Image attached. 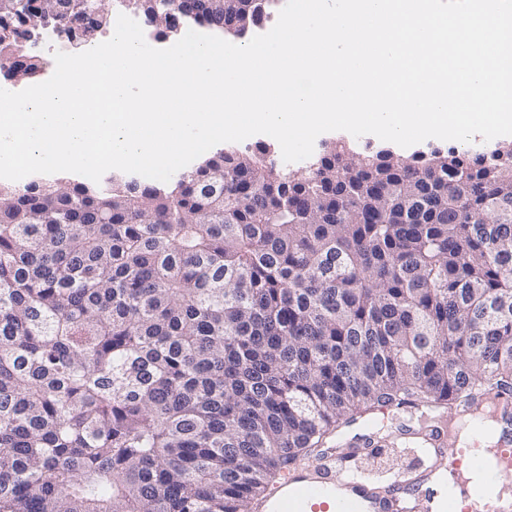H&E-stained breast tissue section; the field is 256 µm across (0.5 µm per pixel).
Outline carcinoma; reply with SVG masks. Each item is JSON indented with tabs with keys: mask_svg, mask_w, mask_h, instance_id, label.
Wrapping results in <instances>:
<instances>
[{
	"mask_svg": "<svg viewBox=\"0 0 512 512\" xmlns=\"http://www.w3.org/2000/svg\"><path fill=\"white\" fill-rule=\"evenodd\" d=\"M231 32L241 0H182ZM149 22L167 0H129ZM94 0H4L98 41ZM222 150L174 187H0V512H249L379 407L512 397V143Z\"/></svg>",
	"mask_w": 512,
	"mask_h": 512,
	"instance_id": "obj_1",
	"label": "carcinoma"
}]
</instances>
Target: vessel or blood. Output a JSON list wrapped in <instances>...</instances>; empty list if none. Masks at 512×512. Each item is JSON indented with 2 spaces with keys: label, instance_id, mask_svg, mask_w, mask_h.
<instances>
[{
  "label": "vessel or blood",
  "instance_id": "1",
  "mask_svg": "<svg viewBox=\"0 0 512 512\" xmlns=\"http://www.w3.org/2000/svg\"><path fill=\"white\" fill-rule=\"evenodd\" d=\"M402 444L419 451L418 466L410 478L394 480L391 494L375 492L364 480L349 479L355 468L352 458L328 451L325 463L285 470L278 483L252 502L250 512H433V488L444 472L461 474L476 465L478 445L454 443L441 426L404 434ZM446 512H512L502 497L471 494L466 506L448 497Z\"/></svg>",
  "mask_w": 512,
  "mask_h": 512
}]
</instances>
